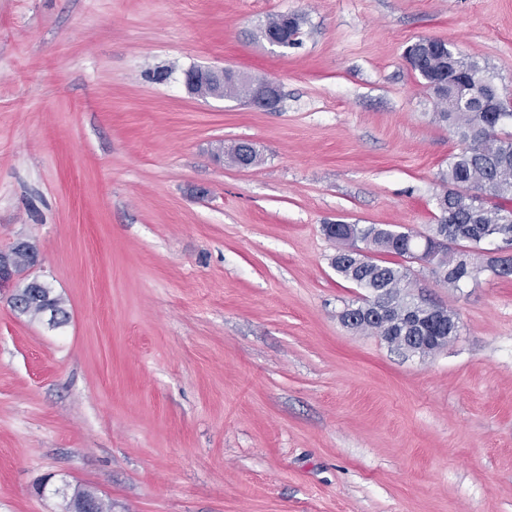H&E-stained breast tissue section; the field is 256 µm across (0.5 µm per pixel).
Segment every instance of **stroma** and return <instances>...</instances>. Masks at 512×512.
I'll use <instances>...</instances> for the list:
<instances>
[{"label": "stroma", "instance_id": "35a3bbf8", "mask_svg": "<svg viewBox=\"0 0 512 512\" xmlns=\"http://www.w3.org/2000/svg\"><path fill=\"white\" fill-rule=\"evenodd\" d=\"M296 14L299 42L260 36ZM422 38L512 93V0H0V249L66 325L0 300V512H512V280L422 359L346 328L326 224L425 231L460 145ZM277 83V109L189 92ZM241 142L258 161L216 155ZM44 493H37L39 483ZM230 74L233 79L245 81L247 77L237 73L231 69L226 68H210V67H193L185 72L184 82L186 88L191 91V89L199 84V83H209L212 85H216L222 88L221 91H218L211 95V98L224 100V91L226 97H241L245 98L247 95V88L238 84L232 78H228L225 82L224 86V75ZM224 89V91H223ZM21 289H23V292H26L27 300L21 309L15 310L19 315H23L29 317L32 320H36L44 315L43 313L48 307H51L56 310L60 318L57 323V327L64 325L68 321L69 315L61 298L51 294L50 298L48 299L47 295L43 293L41 296L40 294L29 291L33 289L26 287L25 284H22ZM81 502H92L95 504L96 512H112V503H106L101 498L96 496L95 494L80 489L75 488L66 507V511L69 512V510L72 508V506H76L78 503ZM97 502V503H96ZM93 504L91 503H81L78 505L77 509H74V512H94L95 509Z\"/></svg>", "mask_w": 512, "mask_h": 512}]
</instances>
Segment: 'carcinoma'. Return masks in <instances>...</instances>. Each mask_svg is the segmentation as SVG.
I'll use <instances>...</instances> for the list:
<instances>
[{"instance_id":"obj_1","label":"carcinoma","mask_w":512,"mask_h":512,"mask_svg":"<svg viewBox=\"0 0 512 512\" xmlns=\"http://www.w3.org/2000/svg\"><path fill=\"white\" fill-rule=\"evenodd\" d=\"M448 69L445 50L428 52L423 71L419 72L433 96L438 112L434 119L448 125L461 145L442 173L445 188L435 197V223L426 232L411 229L396 236L379 224H354L327 237L346 240L348 250H338L332 258L336 273L363 290L342 312V323L355 331H368L376 336H415L422 334L425 317L445 313L450 322L458 323L456 314L444 307L433 306L413 292L414 273L410 267L396 262L374 261L370 253L396 255L429 268L436 281L462 288L484 271L498 279L505 275L485 257V245L495 238H512V103L504 100L499 112H450L443 96L433 89L434 74ZM494 124L497 137L485 142L478 137L480 128ZM257 155L249 143L239 144L232 161L255 164ZM476 187L479 195L466 190ZM427 238L433 247L422 257L408 250L416 241ZM27 291V300L17 313L32 320L40 318L51 307L59 315L58 325L68 321L63 301L57 296ZM81 502L95 504L96 512H111L112 504L95 494L74 489L67 508Z\"/></svg>"}]
</instances>
